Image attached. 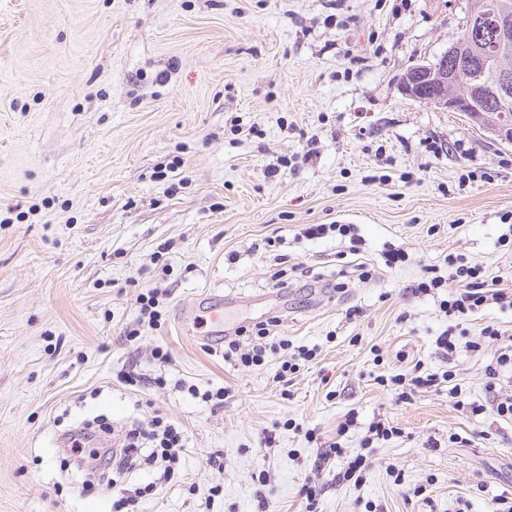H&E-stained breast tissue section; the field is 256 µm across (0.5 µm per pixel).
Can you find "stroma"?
I'll return each instance as SVG.
<instances>
[{
  "label": "stroma",
  "instance_id": "35a3bbf8",
  "mask_svg": "<svg viewBox=\"0 0 512 512\" xmlns=\"http://www.w3.org/2000/svg\"><path fill=\"white\" fill-rule=\"evenodd\" d=\"M467 10L0 0V512H113L122 494L139 512H305L300 489L334 441L373 466L340 485L346 460L331 459L317 512H489L512 494V420L457 409L444 383L404 403L375 381L450 369L483 404L498 345L470 342L490 324L512 339L511 305L459 322L440 310L447 289L416 291L426 266L462 255L512 294V145L399 91ZM317 224L355 236L306 235ZM390 244L408 253L393 269ZM343 261L375 274L329 289ZM150 289L155 329L138 325ZM205 292L229 298L227 329L278 318L269 341L289 350L234 366L205 342L206 320L186 336L182 310ZM448 330L446 360L435 340ZM299 346L313 363L279 379ZM221 388L222 404L204 400ZM158 417L186 434L178 464L125 470L113 489L84 483L56 444L90 420L120 441ZM379 418L397 435L365 444ZM136 300L139 305V321L149 327L161 326L162 313L157 309L160 304L158 292L154 289L142 292Z\"/></svg>",
  "mask_w": 512,
  "mask_h": 512
}]
</instances>
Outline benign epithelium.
Here are the masks:
<instances>
[{"mask_svg":"<svg viewBox=\"0 0 512 512\" xmlns=\"http://www.w3.org/2000/svg\"><path fill=\"white\" fill-rule=\"evenodd\" d=\"M494 27L499 35L496 54L485 62L495 76L493 92L499 104L498 120L487 131L504 143H512V71L503 66L500 54L512 46V20L495 18ZM457 50L451 43L448 49L430 61L410 66L400 79L401 93L409 98L436 104L456 112H468L473 108V95L469 83L448 92L453 82L448 76V56Z\"/></svg>","mask_w":512,"mask_h":512,"instance_id":"obj_1","label":"benign epithelium"}]
</instances>
